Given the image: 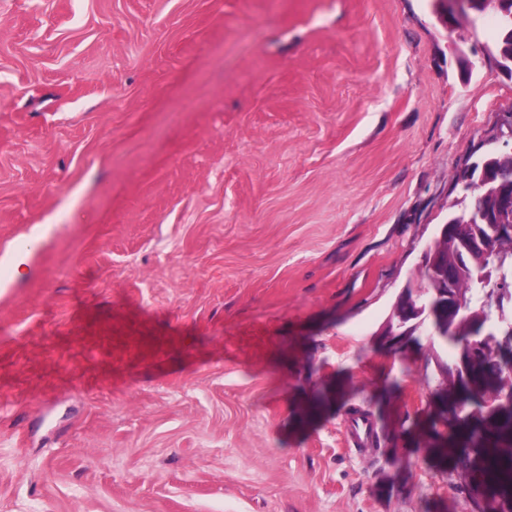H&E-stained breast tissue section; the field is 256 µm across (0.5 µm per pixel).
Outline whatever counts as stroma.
I'll return each instance as SVG.
<instances>
[{"mask_svg": "<svg viewBox=\"0 0 512 512\" xmlns=\"http://www.w3.org/2000/svg\"><path fill=\"white\" fill-rule=\"evenodd\" d=\"M491 18L0 0V512H476L376 333L512 138Z\"/></svg>", "mask_w": 512, "mask_h": 512, "instance_id": "stroma-1", "label": "stroma"}]
</instances>
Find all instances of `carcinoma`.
<instances>
[{
	"label": "carcinoma",
	"instance_id": "cac0c4a2",
	"mask_svg": "<svg viewBox=\"0 0 512 512\" xmlns=\"http://www.w3.org/2000/svg\"><path fill=\"white\" fill-rule=\"evenodd\" d=\"M495 10L499 17L496 48L497 63L512 71V0H476L471 13ZM502 153H490L474 165L476 170L505 168ZM498 182L479 185L462 182L463 194L483 197L491 207L495 203ZM448 223L456 232L443 242L433 241L428 248L441 247L448 252V262L459 256L462 241L469 235V209L453 213ZM448 276L460 298V305L448 320V341L432 344L434 350L452 351L448 365L459 364L466 350L471 326L489 320L498 327L494 343L487 346L482 361L472 365L461 384L448 383V392L432 393L436 408L429 421L425 444L446 451L454 469L462 471L463 480L475 497L481 498L480 512H512V315L504 306L488 307L486 296L498 291L497 282L512 281V243L501 244L489 256L474 255L463 261V270Z\"/></svg>",
	"mask_w": 512,
	"mask_h": 512
}]
</instances>
